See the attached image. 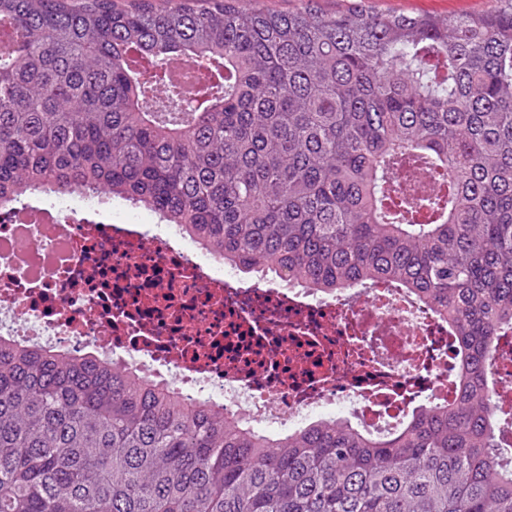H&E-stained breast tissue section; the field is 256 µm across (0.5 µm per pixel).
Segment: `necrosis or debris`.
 Segmentation results:
<instances>
[{
  "mask_svg": "<svg viewBox=\"0 0 512 512\" xmlns=\"http://www.w3.org/2000/svg\"><path fill=\"white\" fill-rule=\"evenodd\" d=\"M0 337L120 363L251 427L305 425L335 406L359 429L448 402L460 356L446 317L380 279L327 295L235 270L176 225L116 219L75 190L0 208ZM495 413L512 421V338L494 352Z\"/></svg>",
  "mask_w": 512,
  "mask_h": 512,
  "instance_id": "4bbe7bcc",
  "label": "necrosis or debris"
}]
</instances>
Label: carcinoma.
<instances>
[{
	"label": "carcinoma",
	"mask_w": 512,
	"mask_h": 512,
	"mask_svg": "<svg viewBox=\"0 0 512 512\" xmlns=\"http://www.w3.org/2000/svg\"><path fill=\"white\" fill-rule=\"evenodd\" d=\"M442 181L390 201L405 165ZM109 194L216 258L445 315L452 402L275 437L129 369L0 338V512H512V0L490 14L0 0V206ZM493 382L496 416L512 421V338L502 339L494 351Z\"/></svg>",
	"instance_id": "obj_1"
}]
</instances>
